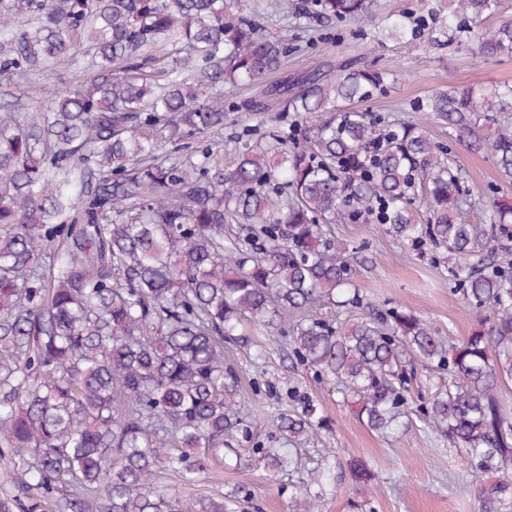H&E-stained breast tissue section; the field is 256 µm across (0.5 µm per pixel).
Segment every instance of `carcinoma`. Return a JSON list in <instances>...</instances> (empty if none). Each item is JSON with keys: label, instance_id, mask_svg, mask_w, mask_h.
Instances as JSON below:
<instances>
[{"label": "carcinoma", "instance_id": "obj_1", "mask_svg": "<svg viewBox=\"0 0 512 512\" xmlns=\"http://www.w3.org/2000/svg\"><path fill=\"white\" fill-rule=\"evenodd\" d=\"M373 2L266 10L301 28L361 23L378 42L425 28L430 43L512 57V21L480 29L503 0H455L429 25L410 11L379 22ZM289 50L245 0H0L1 84L78 55L91 70L38 112H0V461L12 470L0 512H236L245 484L180 497L150 477L192 485L235 444L283 471L288 445L318 437L315 404L290 388L301 409L278 414L282 447L253 441L224 358V339L253 328L285 337L380 434L407 416L416 365L447 372L416 416L486 476L480 512H512V202L478 207L424 127L361 108L395 83L363 62L232 105L274 112V125L221 142L224 88L278 70ZM418 111L512 180V85L449 87ZM358 222L443 250L479 329L446 343L387 304L343 319L364 301L358 248L328 225Z\"/></svg>", "mask_w": 512, "mask_h": 512}]
</instances>
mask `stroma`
Listing matches in <instances>:
<instances>
[{"mask_svg":"<svg viewBox=\"0 0 512 512\" xmlns=\"http://www.w3.org/2000/svg\"><path fill=\"white\" fill-rule=\"evenodd\" d=\"M261 23L273 34L295 42L283 66V75L322 69L327 65L365 58L376 67L393 71L398 82L386 95L367 104L376 114L425 125L440 143L449 139L441 120L414 111V104L449 86L512 84V57L480 60L473 49L444 42L438 46L371 41L368 31L353 23L329 26L335 45L321 50L298 40L299 32L283 17L262 15ZM453 160L462 170L473 197L485 199L490 186L512 197V184L502 182L491 159L453 146ZM332 235L359 248L361 259L355 282L365 302L380 306L399 304L430 322L439 336L459 340L470 334L475 317L467 310L448 276V265L432 246L414 250L388 236L376 224H334ZM285 338L258 330L240 342L225 341L224 355L235 367L241 391V414L255 440L267 441L275 431V418L289 405L288 386H295L318 405L326 420L322 441L298 442L297 469L277 472L264 460L241 448L238 466L211 461L207 474L191 486L172 472L158 471L155 484L180 495L217 496L241 483L251 490L238 512H298L301 489L312 469L326 468L330 479L319 512H351L350 502H368L374 512H478L476 488L480 482L469 459L449 449L416 416L389 437L362 423L336 392L335 385L316 377L312 368L291 361ZM262 392H254V383ZM335 454L323 457L321 445ZM366 461L371 482L358 485L348 468L350 459Z\"/></svg>","mask_w":512,"mask_h":512,"instance_id":"stroma-1","label":"stroma"}]
</instances>
